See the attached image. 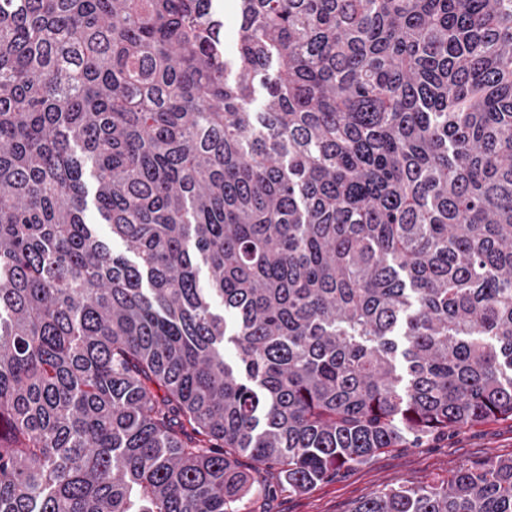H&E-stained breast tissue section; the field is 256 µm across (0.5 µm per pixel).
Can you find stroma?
I'll return each instance as SVG.
<instances>
[{"label":"stroma","instance_id":"1","mask_svg":"<svg viewBox=\"0 0 512 512\" xmlns=\"http://www.w3.org/2000/svg\"><path fill=\"white\" fill-rule=\"evenodd\" d=\"M489 455L512 457V419H489L410 448L385 450L304 493L288 492L279 487L277 472L263 471L259 482L271 486V493L251 495L243 501L241 512H351L358 502L381 489L444 477Z\"/></svg>","mask_w":512,"mask_h":512}]
</instances>
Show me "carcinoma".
I'll list each match as a JSON object with an SVG mask.
<instances>
[{
	"mask_svg": "<svg viewBox=\"0 0 512 512\" xmlns=\"http://www.w3.org/2000/svg\"><path fill=\"white\" fill-rule=\"evenodd\" d=\"M235 2L229 52L214 0H0V512L512 418V0ZM352 512H512V458Z\"/></svg>",
	"mask_w": 512,
	"mask_h": 512,
	"instance_id": "1",
	"label": "carcinoma"
}]
</instances>
